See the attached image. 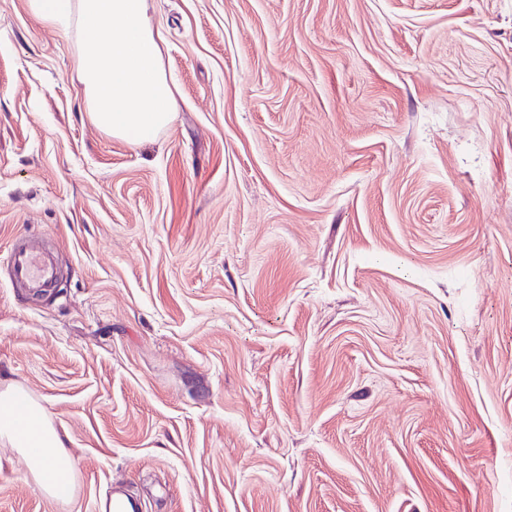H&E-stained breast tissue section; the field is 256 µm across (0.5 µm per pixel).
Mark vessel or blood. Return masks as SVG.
<instances>
[{
  "label": "vessel or blood",
  "instance_id": "vessel-or-blood-1",
  "mask_svg": "<svg viewBox=\"0 0 512 512\" xmlns=\"http://www.w3.org/2000/svg\"><path fill=\"white\" fill-rule=\"evenodd\" d=\"M13 284L29 294L36 295L56 285L53 261L40 240L29 233H21L18 241L5 256Z\"/></svg>",
  "mask_w": 512,
  "mask_h": 512
}]
</instances>
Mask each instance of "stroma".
Here are the masks:
<instances>
[{
    "instance_id": "stroma-1",
    "label": "stroma",
    "mask_w": 512,
    "mask_h": 512,
    "mask_svg": "<svg viewBox=\"0 0 512 512\" xmlns=\"http://www.w3.org/2000/svg\"><path fill=\"white\" fill-rule=\"evenodd\" d=\"M178 110L91 122L0 0V378L76 461L0 512H512V0H151ZM4 260L13 285L29 294H40L55 287L56 271L52 258L40 240L28 232L21 233Z\"/></svg>"
}]
</instances>
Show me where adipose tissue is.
<instances>
[{
	"mask_svg": "<svg viewBox=\"0 0 512 512\" xmlns=\"http://www.w3.org/2000/svg\"><path fill=\"white\" fill-rule=\"evenodd\" d=\"M46 24L95 32L78 49V70L90 120L133 145L153 141L176 110L172 84L161 66L160 30L148 0H29ZM0 445L15 449L43 490L68 497L76 463L41 403L0 380Z\"/></svg>",
	"mask_w": 512,
	"mask_h": 512,
	"instance_id": "adipose-tissue-1",
	"label": "adipose tissue"
}]
</instances>
